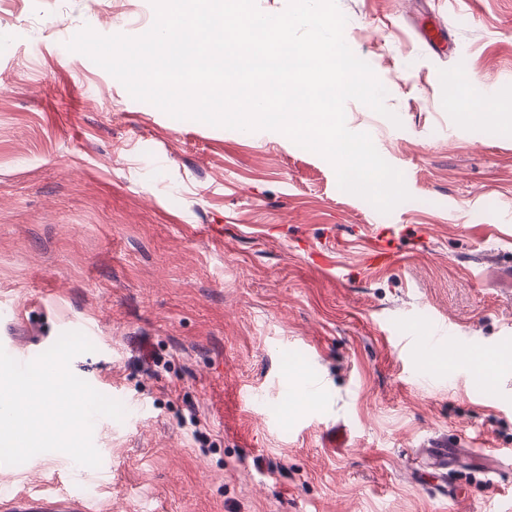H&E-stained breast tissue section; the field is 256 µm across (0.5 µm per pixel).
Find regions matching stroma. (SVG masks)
Masks as SVG:
<instances>
[{
  "instance_id": "stroma-1",
  "label": "stroma",
  "mask_w": 512,
  "mask_h": 512,
  "mask_svg": "<svg viewBox=\"0 0 512 512\" xmlns=\"http://www.w3.org/2000/svg\"><path fill=\"white\" fill-rule=\"evenodd\" d=\"M337 4L397 116L345 105L404 176L387 214L282 133L172 118L58 51L142 35L151 0L0 5V312L31 344L85 328L72 372L126 408L94 423L108 471L0 464V512L66 474L83 512H512V130L448 102L453 83L512 111V0ZM387 245L400 262L371 270ZM408 320L497 357L490 389L415 356ZM433 438L470 452L444 480L413 462Z\"/></svg>"
}]
</instances>
